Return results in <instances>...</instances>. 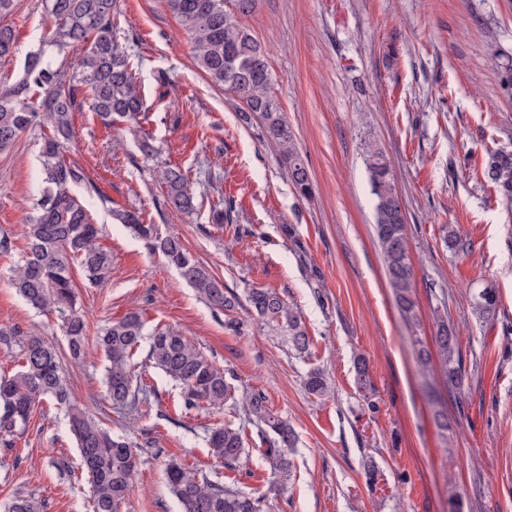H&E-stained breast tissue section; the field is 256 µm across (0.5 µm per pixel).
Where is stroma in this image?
Instances as JSON below:
<instances>
[{"label":"stroma","instance_id":"1","mask_svg":"<svg viewBox=\"0 0 512 512\" xmlns=\"http://www.w3.org/2000/svg\"><path fill=\"white\" fill-rule=\"evenodd\" d=\"M17 51L0 60V90L21 77L29 53L45 50V0H15L6 18ZM243 23L268 49L271 92L296 135L314 182L299 198L260 119L243 121L241 102L197 65L179 18L166 0H119L116 41L131 56L148 119L141 128L158 147L145 159L126 124L104 127L80 94L73 137L63 152L97 188L74 187L112 273L98 285L73 268L77 308L96 337L111 319L134 311L146 331L174 328L218 367L232 370L237 390H260L297 434L288 474L271 459L241 410H184L180 389L147 359L134 361L148 388L134 411L117 413L105 396L107 362L96 345L82 361L63 358L75 400L103 428L137 442L138 475L121 512H180L165 466L175 460L198 477L267 495V512H448L456 492L464 512H512V214L481 177L489 150L512 149V99L497 86L495 51L512 56V0H260ZM63 57L78 74L79 51ZM46 132L34 124L0 151V329L38 334L65 348L63 318L31 308L12 286L26 247L23 226L42 183ZM380 149L401 195L415 271L418 325L402 318L374 240L375 200L365 146ZM187 173L197 209L164 207L157 166ZM232 200L231 225L210 220L213 206ZM137 209L189 251L226 288H272L301 310L312 340L298 357L251 319L235 317L241 334L160 257L123 225L112 209ZM243 227L234 234L233 225ZM293 225L287 239L282 225ZM466 252L445 246L448 227ZM319 279H312L311 271ZM496 288L497 312L479 319L470 300ZM447 309L467 370L462 388L449 386L439 360L422 365L419 347L434 350L433 313ZM364 356L379 411L362 416L353 361ZM321 368L331 391L308 394L303 378ZM443 408L447 427L434 412ZM240 428L239 469L217 463L205 432L215 424ZM377 466V490L363 476ZM277 493H269L271 482ZM40 512H89L90 486L68 419L52 400L34 410L11 446L0 444V506L17 493Z\"/></svg>","mask_w":512,"mask_h":512}]
</instances>
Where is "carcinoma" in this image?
Segmentation results:
<instances>
[{
    "mask_svg": "<svg viewBox=\"0 0 512 512\" xmlns=\"http://www.w3.org/2000/svg\"><path fill=\"white\" fill-rule=\"evenodd\" d=\"M48 2L52 27L49 44L60 53L70 48L82 51L78 63L81 77L68 75L63 65L53 68L43 63L40 53L31 55L22 77L9 90L0 92V151L12 146L37 121L50 129L41 151L44 188L25 225L27 251L13 269L11 282L32 308H53L64 316L67 354L76 362L86 354L88 334L87 320L76 308L71 264L78 263L89 281L100 282L111 273L112 256L100 244L101 228L91 222L85 207L70 192L72 187L86 182L84 170L63 160L62 152L72 136V113L80 106V86L88 87L93 112L106 127L118 122L140 124V116L145 113L144 96L128 56L114 38L113 17L118 0ZM167 3L192 40L197 65L214 83L224 86L225 91L243 103L244 118L261 119L268 141L288 166V177L296 193L302 198L312 197L313 183L297 150L294 133L270 91L267 49L239 21L255 10L257 0ZM12 6L13 0H0V58L16 51L12 27L1 23ZM497 79L501 92L512 98L511 56L499 65ZM33 88L44 94V112L40 114L32 111L28 103ZM366 165L376 200L374 230L388 283L403 316L412 321L417 317L414 271L394 178L379 150H368ZM156 177L163 187L166 206L183 213L195 210L194 193L181 167L166 163L156 170ZM483 177L512 210V152L489 151ZM112 218L129 228L151 253L161 256L211 308L228 316L245 302L251 316L267 332L281 337L296 353H308L310 338L305 323L285 293L271 288H248L241 297L227 290L223 281L197 261L179 236L162 234L158 225L144 220L142 213L114 209ZM498 301L496 289L485 287L474 296V310L480 318L488 319L495 314ZM144 336L145 323L137 312L107 322L97 336L96 343L109 362L106 393L119 409L133 406L136 396L145 392L135 381L130 364ZM434 340L448 384L461 387L465 369L456 358L457 336L448 326V318L440 314L435 320ZM148 360L176 382L187 410L202 403L222 407L233 398L234 373L214 365L176 329H157L151 334ZM354 369L363 410L373 415L379 411V404L364 357H357ZM304 387L313 395L326 394L328 382L324 371L310 369L304 377ZM45 398L68 413L81 470L91 487L92 512H119L138 474L136 444L124 436L110 434L77 407L61 371V352L45 337L30 335L23 342L21 370L9 378H0V442L8 444L11 438L22 434L34 408ZM237 404L267 445L274 469L287 472L288 449L295 443V433L288 421L269 408L267 397L260 390L243 392ZM206 442L212 456L225 465L235 467L242 463L244 438L240 429L230 424L215 426L207 432ZM166 476L182 512H263L266 496L199 480L178 462L168 464ZM5 512H39V505L32 498L17 494L6 505Z\"/></svg>",
    "mask_w": 512,
    "mask_h": 512,
    "instance_id": "cac0c4a2",
    "label": "carcinoma"
}]
</instances>
